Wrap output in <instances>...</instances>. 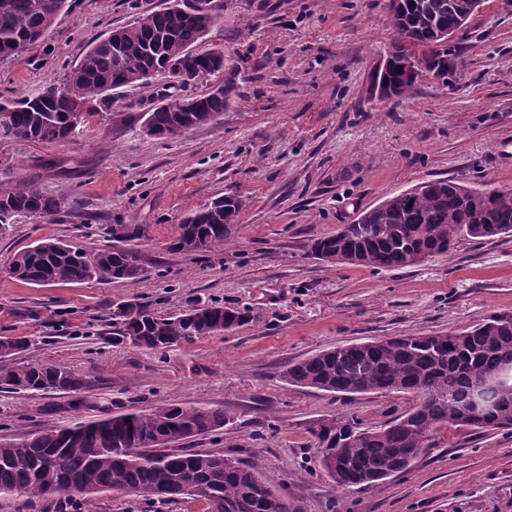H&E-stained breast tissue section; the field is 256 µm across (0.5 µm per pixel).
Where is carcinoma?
I'll return each instance as SVG.
<instances>
[{"instance_id":"cac0c4a2","label":"carcinoma","mask_w":512,"mask_h":512,"mask_svg":"<svg viewBox=\"0 0 512 512\" xmlns=\"http://www.w3.org/2000/svg\"><path fill=\"white\" fill-rule=\"evenodd\" d=\"M67 0H0V59L35 46L66 10ZM471 0H403L387 7L393 33L405 32L423 44L440 43L425 69L448 78L452 49L438 37L470 18ZM218 14L213 0H174L169 6L137 17L116 30L117 36L92 43L59 85L36 96L0 101V141L24 133L42 143L63 145L77 127L69 121L74 100L111 108L112 93L127 86L148 89L170 68L224 70V50L196 53ZM390 97L401 98L414 85L404 79L400 58L393 55L384 76ZM231 87L200 96V124L224 111ZM130 124H145L164 137L180 124L178 113L158 103L147 112L124 106ZM67 200L47 195L33 183L0 189V233L15 219L52 218ZM243 202L232 195L194 210L179 225L171 248L208 251L231 238ZM371 234L319 238L312 254L333 253L355 265L374 269L419 264L416 255H447L463 238L512 236V189L464 190L448 179H435L386 199L359 216ZM116 245L86 252L56 239L18 251L13 277L33 285L115 280L138 284L144 268L137 249L127 242L138 228L112 230ZM112 323L113 340L146 349H163L196 337L222 335L249 322L247 311L220 305L192 306L160 315L143 302L119 303ZM29 350L26 340L0 336V384L20 392L79 393L83 375L62 364L41 363L17 355ZM512 368V316L492 317L470 330L443 334L382 338L321 350L291 363L281 377L288 384L338 395L397 392L416 398L414 406L380 429H361L347 417L326 418L311 431L318 466L337 453L344 469L330 475L342 490L366 487L408 470L442 428L468 426L512 430V385L484 392L486 412L466 416L481 383ZM233 423L220 408L157 406L77 423L72 429L45 427L20 435L0 436V496L47 498L78 493L92 499L102 492L119 496L138 490L145 499L201 502L205 512H269L266 494L277 489L258 464L222 452L193 451L175 444Z\"/></svg>"}]
</instances>
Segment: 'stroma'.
I'll return each mask as SVG.
<instances>
[{"label":"stroma","mask_w":512,"mask_h":512,"mask_svg":"<svg viewBox=\"0 0 512 512\" xmlns=\"http://www.w3.org/2000/svg\"><path fill=\"white\" fill-rule=\"evenodd\" d=\"M219 21L200 49L220 48L223 72L182 87L195 97L229 83L211 122L169 138L113 122L111 111L62 146L0 143V187L31 182L68 198L55 220L17 218L0 235V336L26 337L32 359L88 382L78 394L0 388V435L170 403L223 408L233 425L186 440L194 450L259 462L301 512H512V435L437 432L404 473L343 492L315 461L309 431L330 415L380 428L414 397L346 398L288 385L289 362L382 337L465 330L512 315V237L465 239L450 255L397 269L329 263L315 239L416 185L448 178L512 188V14L485 0L452 39L460 70L427 78L402 99L371 91L388 49V0H214ZM167 0H68L31 50L0 60V96L39 93L89 44ZM235 194L244 207L224 247L170 250L189 209ZM140 227L139 284L34 286L11 277L15 253L46 238L95 251L112 227ZM139 300L162 314L188 304L247 308L233 332L147 350L112 342V310ZM90 512H202L181 501L96 496Z\"/></svg>","instance_id":"1"}]
</instances>
